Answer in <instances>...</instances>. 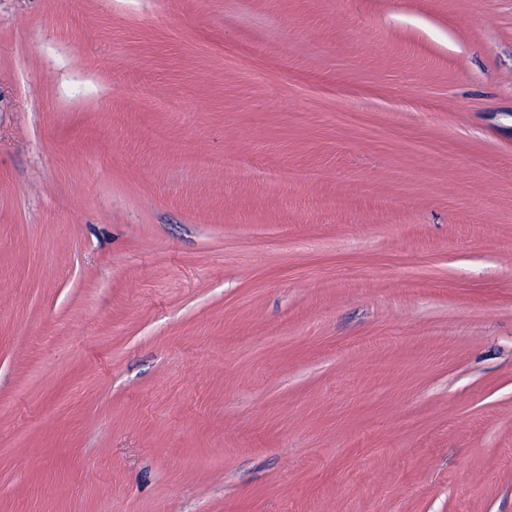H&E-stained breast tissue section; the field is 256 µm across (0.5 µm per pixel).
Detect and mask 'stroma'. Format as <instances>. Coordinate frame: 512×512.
I'll return each instance as SVG.
<instances>
[{"label":"stroma","instance_id":"stroma-1","mask_svg":"<svg viewBox=\"0 0 512 512\" xmlns=\"http://www.w3.org/2000/svg\"><path fill=\"white\" fill-rule=\"evenodd\" d=\"M510 241L512 0H0V512H512ZM285 84L289 85L290 89L294 92H299L307 96L311 101L325 107L324 115L326 120L336 126H343L353 123L357 116L356 113L345 108L344 106L336 108L338 104H344L347 99V94L332 86H323L319 84H306L297 85L283 80Z\"/></svg>","mask_w":512,"mask_h":512}]
</instances>
